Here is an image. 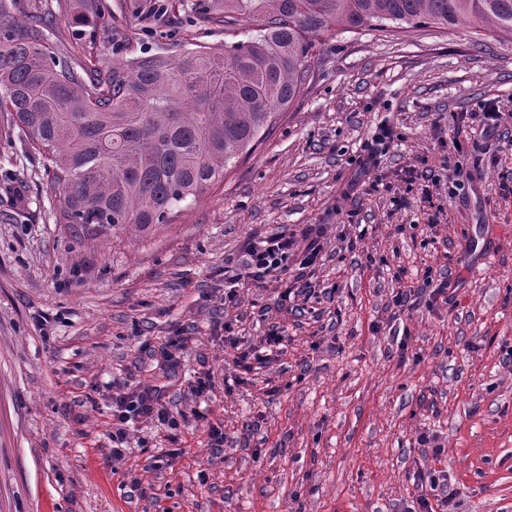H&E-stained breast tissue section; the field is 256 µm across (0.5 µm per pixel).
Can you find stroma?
Returning a JSON list of instances; mask_svg holds the SVG:
<instances>
[{
    "label": "stroma",
    "instance_id": "stroma-1",
    "mask_svg": "<svg viewBox=\"0 0 512 512\" xmlns=\"http://www.w3.org/2000/svg\"><path fill=\"white\" fill-rule=\"evenodd\" d=\"M195 2L121 0L55 43H223ZM511 182L512 37L467 24L333 35L262 141L147 234L56 224L0 116V512H417L435 470L453 512H512ZM277 234L287 268L248 277ZM153 388L175 428L132 416L114 457L116 403ZM293 246L294 242L291 238L279 235L262 240L259 245L250 247L243 256L247 274L258 279L283 269L288 265V255Z\"/></svg>",
    "mask_w": 512,
    "mask_h": 512
}]
</instances>
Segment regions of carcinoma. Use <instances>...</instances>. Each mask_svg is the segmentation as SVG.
<instances>
[{
	"label": "carcinoma",
	"mask_w": 512,
	"mask_h": 512,
	"mask_svg": "<svg viewBox=\"0 0 512 512\" xmlns=\"http://www.w3.org/2000/svg\"><path fill=\"white\" fill-rule=\"evenodd\" d=\"M0 0V114L43 159L55 222L89 237L148 233L224 179L298 99L316 44L348 32L470 24L512 35V0H205L200 22L245 39L107 65L51 43L53 0ZM67 21L109 25L104 0Z\"/></svg>",
	"instance_id": "obj_1"
}]
</instances>
